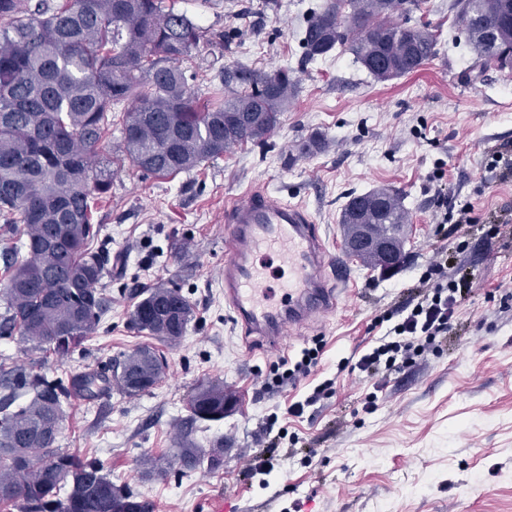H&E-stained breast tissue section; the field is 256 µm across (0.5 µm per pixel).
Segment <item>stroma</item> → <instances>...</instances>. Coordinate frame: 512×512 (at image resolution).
<instances>
[{"label": "stroma", "mask_w": 512, "mask_h": 512, "mask_svg": "<svg viewBox=\"0 0 512 512\" xmlns=\"http://www.w3.org/2000/svg\"><path fill=\"white\" fill-rule=\"evenodd\" d=\"M183 0L205 28L224 30L223 53L207 44L186 69L194 90L212 96L225 70L292 69L296 88L265 146L245 144L176 177H145L124 167L94 221L124 268L104 278L110 309L74 368H98L144 345L130 313L143 289L179 287L194 308L185 336L159 345L166 369L150 391H113L92 405L75 401L61 424L60 450L104 465L153 512H512V237H493L491 213L512 208V181L490 165L494 148L512 144V70L476 68L452 0H421L410 24H429L439 53L416 72L375 80L345 50L300 67V31L325 0ZM321 135L326 148L299 145ZM262 188L305 207L320 227L332 265L348 279L336 311L288 328L281 348L249 342L224 301V203ZM400 192L409 213L405 256L389 271L370 270L343 244L341 212L350 196ZM469 205L475 222L454 266L473 279L448 335L422 359L390 374L381 391L344 369L377 345L374 320L418 280L446 230L435 220L438 194ZM323 343L324 353L297 386L257 397L261 375L281 356ZM0 365L47 375L58 362L20 336L0 339ZM332 390L299 417L293 401L315 385ZM207 381L224 385V417L192 419L188 403ZM377 392V408L362 402ZM285 431L273 471L247 477L266 423ZM217 450L216 465H176L181 449ZM159 458L174 468L153 471Z\"/></svg>", "instance_id": "1"}]
</instances>
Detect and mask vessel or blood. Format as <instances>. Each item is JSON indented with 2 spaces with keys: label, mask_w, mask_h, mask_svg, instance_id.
Here are the masks:
<instances>
[{
  "label": "vessel or blood",
  "mask_w": 512,
  "mask_h": 512,
  "mask_svg": "<svg viewBox=\"0 0 512 512\" xmlns=\"http://www.w3.org/2000/svg\"><path fill=\"white\" fill-rule=\"evenodd\" d=\"M224 300L244 336L278 348L286 328L333 311L341 294L327 273L329 253L310 217L297 205L262 189L224 204ZM275 256L288 275L268 283L263 256ZM280 300H273V291Z\"/></svg>",
  "instance_id": "obj_1"
}]
</instances>
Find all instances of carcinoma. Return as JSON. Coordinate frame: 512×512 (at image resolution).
I'll use <instances>...</instances> for the list:
<instances>
[{
	"instance_id": "cac0c4a2",
	"label": "carcinoma",
	"mask_w": 512,
	"mask_h": 512,
	"mask_svg": "<svg viewBox=\"0 0 512 512\" xmlns=\"http://www.w3.org/2000/svg\"><path fill=\"white\" fill-rule=\"evenodd\" d=\"M410 0H326L307 20L301 65L346 47L379 82L419 70L437 53L425 27L398 21ZM481 66L512 69V0H453ZM224 48V32L201 27L176 0H58L35 9L0 0V223L26 241L3 255L0 338L19 335L63 364L96 331L110 300L98 288L112 265L93 223L98 202L127 165L146 176L189 173L279 126L294 87L290 70L224 72L230 96L214 104L191 91L182 68L200 42ZM120 154L110 153L112 127ZM409 215L401 195L352 197L344 232L372 224L395 241ZM132 324L164 343L186 333L194 309L180 288L142 291ZM102 369L49 377L22 366L0 371V507L10 512H151L98 462L57 446L74 400L117 389L139 396L165 357L143 347ZM191 417L224 418V385L193 395Z\"/></svg>"
}]
</instances>
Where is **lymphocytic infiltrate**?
<instances>
[{
    "label": "lymphocytic infiltrate",
    "mask_w": 512,
    "mask_h": 512,
    "mask_svg": "<svg viewBox=\"0 0 512 512\" xmlns=\"http://www.w3.org/2000/svg\"><path fill=\"white\" fill-rule=\"evenodd\" d=\"M461 291V282L448 276L447 248L434 249L410 295L381 314L390 328L377 346L358 359L356 369L373 378L415 362L452 328Z\"/></svg>",
    "instance_id": "lymphocytic-infiltrate-1"
}]
</instances>
